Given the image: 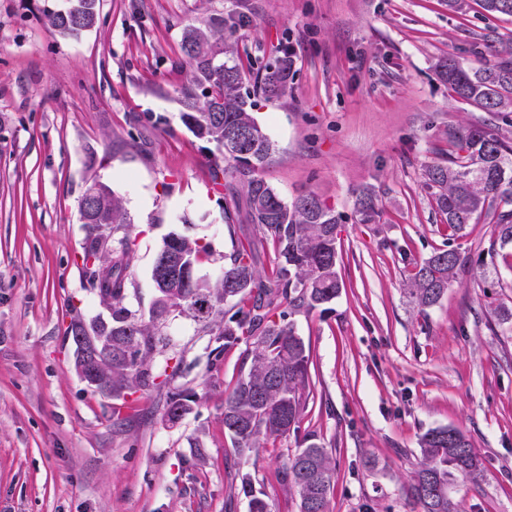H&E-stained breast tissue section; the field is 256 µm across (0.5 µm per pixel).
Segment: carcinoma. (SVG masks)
<instances>
[{"label": "carcinoma", "instance_id": "cac0c4a2", "mask_svg": "<svg viewBox=\"0 0 512 512\" xmlns=\"http://www.w3.org/2000/svg\"><path fill=\"white\" fill-rule=\"evenodd\" d=\"M490 16L512 17V0H480ZM99 0H59L42 10L48 25L63 38H77L98 22ZM235 25L200 17L180 34L182 64L188 68L180 94V117L193 135L215 145L219 156L212 167L214 184L236 174L239 187L229 188L224 218L232 219L237 197L245 200L246 219L262 238L273 243L277 262L264 278L256 269L254 241L237 243L215 277L197 275L209 261V249L186 234L164 239L156 259L173 260L166 278L151 276L156 296L146 319L128 303L126 271L131 262L129 220L112 188L94 182L89 210L80 215L86 230L82 270L90 290L111 312L90 319L75 317L64 336H104L112 343L95 349L94 370L101 384L112 386V397L127 409L136 408L135 394L165 395L167 421L175 423L190 409L195 395L172 385L177 370L152 369L154 356L167 345L165 323L172 313L194 320L210 336L214 361L241 342L253 341L249 366L224 396V433L240 455L251 453L271 437L298 433L309 387L310 348L295 329L293 316L324 307L339 295L337 227L342 218L313 195L285 201L261 175L275 152L268 134L252 116L251 94L242 93L246 73L267 98L288 95L294 60L285 55L273 62L249 60V69L228 62L234 54ZM435 73L453 98L484 112L512 113V48L494 49L491 59L474 66L450 57L438 61ZM249 135L248 155L227 142V131ZM425 186L435 211L448 224V243L413 263L407 291L417 307L437 304L468 262L454 242L469 224H491L490 260L499 256L512 270V141L478 125L448 129V163L424 170ZM358 221L374 224L379 217L374 194L357 198ZM234 313L224 317V308ZM422 460L406 496L412 512H458L448 493L449 481L476 483L483 473L480 454L460 430L441 427L420 440ZM281 479L298 495V512H328V496L336 465L322 444L304 439L284 464ZM441 495H430L432 487Z\"/></svg>", "mask_w": 512, "mask_h": 512}]
</instances>
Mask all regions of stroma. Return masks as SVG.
<instances>
[{
	"instance_id": "1",
	"label": "stroma",
	"mask_w": 512,
	"mask_h": 512,
	"mask_svg": "<svg viewBox=\"0 0 512 512\" xmlns=\"http://www.w3.org/2000/svg\"><path fill=\"white\" fill-rule=\"evenodd\" d=\"M43 4L0 0V512H250L245 474L273 512H297L280 480L295 438L240 455L224 434V393L251 343L213 364L208 336L169 317L153 364L177 367L176 385L196 395L172 425L157 392L113 417L63 336L73 314L102 311L81 269L78 204L92 182L110 185L131 220L137 315L149 314L170 233L209 246L210 274L235 243L258 240L255 225L225 224L215 148L179 119V37L202 14L240 20L237 61L293 49L288 98L255 109L275 147L262 175L285 200L311 192L342 217L345 286L327 311L294 318L310 347L299 434L336 462L329 512H410L419 439L448 426L484 464L478 483L452 482L460 512H512V321L500 316L512 311V271L476 264L492 225L456 240L470 262L438 304L419 311L405 289L410 260L448 240L423 171L445 161L449 127L512 132L501 115L454 101L433 65L512 45V17L484 16L478 0L459 12L446 0H100L96 27L64 38ZM366 188L375 224L356 216ZM275 264L259 242L261 275Z\"/></svg>"
}]
</instances>
